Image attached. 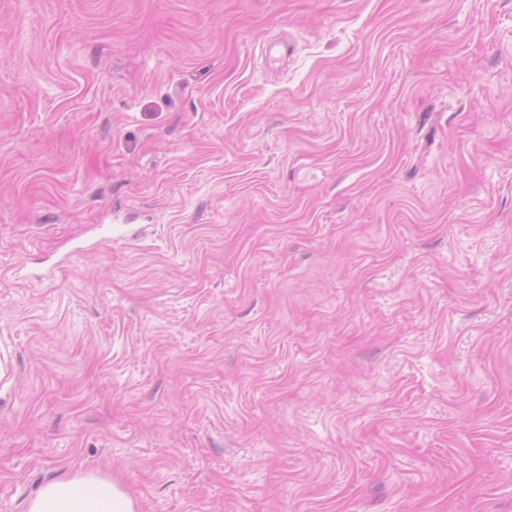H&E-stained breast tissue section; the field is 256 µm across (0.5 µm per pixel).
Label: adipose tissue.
Masks as SVG:
<instances>
[{
    "label": "adipose tissue",
    "instance_id": "obj_1",
    "mask_svg": "<svg viewBox=\"0 0 512 512\" xmlns=\"http://www.w3.org/2000/svg\"><path fill=\"white\" fill-rule=\"evenodd\" d=\"M26 512H136L132 496L95 470L68 474L44 484Z\"/></svg>",
    "mask_w": 512,
    "mask_h": 512
}]
</instances>
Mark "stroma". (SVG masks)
I'll return each mask as SVG.
<instances>
[{
  "label": "stroma",
  "instance_id": "35a3bbf8",
  "mask_svg": "<svg viewBox=\"0 0 512 512\" xmlns=\"http://www.w3.org/2000/svg\"><path fill=\"white\" fill-rule=\"evenodd\" d=\"M86 469L512 512V0H0V512Z\"/></svg>",
  "mask_w": 512,
  "mask_h": 512
}]
</instances>
